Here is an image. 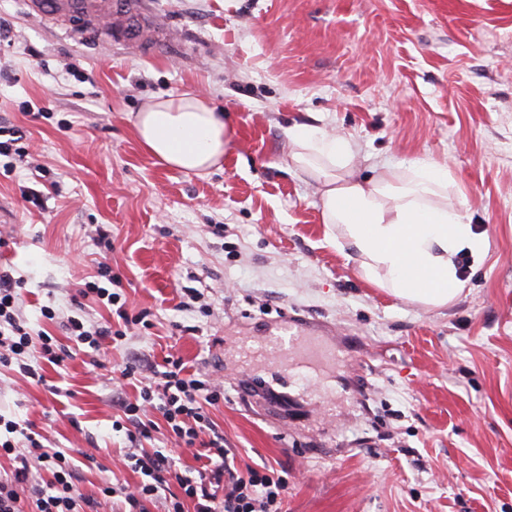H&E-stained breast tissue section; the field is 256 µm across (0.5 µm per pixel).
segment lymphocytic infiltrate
I'll use <instances>...</instances> for the list:
<instances>
[{
    "instance_id": "obj_1",
    "label": "lymphocytic infiltrate",
    "mask_w": 512,
    "mask_h": 512,
    "mask_svg": "<svg viewBox=\"0 0 512 512\" xmlns=\"http://www.w3.org/2000/svg\"><path fill=\"white\" fill-rule=\"evenodd\" d=\"M18 300L16 281L1 272L0 365L18 366L23 376L36 380L40 374L30 363L33 353L57 365L67 352L60 349L55 337L29 331L16 315ZM121 375L137 383L139 392L135 400L121 403L124 418L114 426L125 429L131 446L125 458L142 479L133 486L104 487V495L122 497L128 512H149L154 504L160 512H281L288 489L285 478L266 466L241 465L214 427L209 409L223 400V389L190 373L181 359L172 357L166 358L163 370L153 377H144L133 362L124 366ZM4 428L7 437L0 439V456H15L19 466L12 482L0 483V512H24L28 501L34 504V512H98L97 500L80 491L78 466L64 453L48 452L16 422H5ZM161 429L177 446L206 448V462L196 475L178 472L165 449L144 450V441ZM35 460L50 472L48 481L34 478L31 463ZM173 482L179 493H170ZM22 487L29 492L28 500H21L18 494Z\"/></svg>"
}]
</instances>
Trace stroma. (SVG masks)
I'll return each instance as SVG.
<instances>
[{
  "label": "stroma",
  "instance_id": "obj_1",
  "mask_svg": "<svg viewBox=\"0 0 512 512\" xmlns=\"http://www.w3.org/2000/svg\"><path fill=\"white\" fill-rule=\"evenodd\" d=\"M164 38L130 47L107 21L32 16L0 0V272L33 333L63 345L73 296L107 263L124 340L47 359L37 383L0 367V418L71 455L80 490L136 484L113 430L117 395L166 356L224 388L210 410L242 462L288 476L281 512H512V0H138ZM201 93L234 143L199 176L159 164L135 115ZM306 123L356 146L353 175L423 159L448 166L480 260L428 309L368 281L338 252L316 185L283 130ZM199 293L186 302L185 289ZM56 311L43 317V307ZM333 343L244 360L287 317Z\"/></svg>",
  "mask_w": 512,
  "mask_h": 512
}]
</instances>
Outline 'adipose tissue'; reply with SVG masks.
Here are the masks:
<instances>
[{"label": "adipose tissue", "mask_w": 512, "mask_h": 512, "mask_svg": "<svg viewBox=\"0 0 512 512\" xmlns=\"http://www.w3.org/2000/svg\"><path fill=\"white\" fill-rule=\"evenodd\" d=\"M140 143L159 163L201 173L219 164L234 130L204 95L160 98L138 112ZM293 169L317 183L323 223L334 226L331 245L359 262L364 276L396 297L429 308L452 305L465 283L455 257H481L476 234L460 201L449 195L447 166L416 160L382 165L370 180L352 175L353 142L323 129H285Z\"/></svg>", "instance_id": "adipose-tissue-1"}]
</instances>
